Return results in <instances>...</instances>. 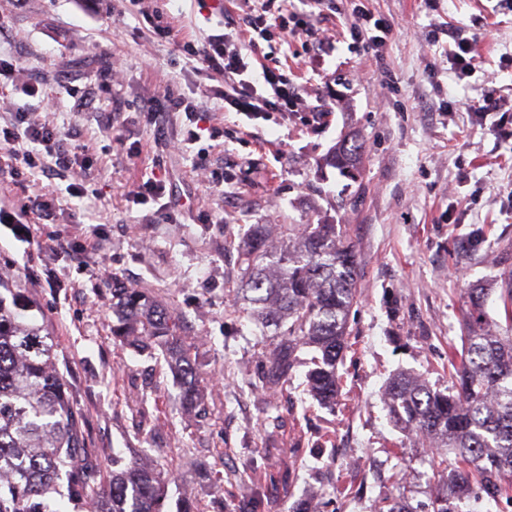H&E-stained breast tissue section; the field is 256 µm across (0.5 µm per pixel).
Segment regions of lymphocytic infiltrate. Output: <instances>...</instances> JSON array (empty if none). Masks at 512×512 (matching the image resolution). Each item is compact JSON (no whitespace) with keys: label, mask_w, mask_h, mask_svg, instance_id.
Returning <instances> with one entry per match:
<instances>
[{"label":"lymphocytic infiltrate","mask_w":512,"mask_h":512,"mask_svg":"<svg viewBox=\"0 0 512 512\" xmlns=\"http://www.w3.org/2000/svg\"><path fill=\"white\" fill-rule=\"evenodd\" d=\"M323 0H261L259 6L247 13L244 24L248 38L240 39L229 33L213 34L200 46L189 47L188 53L201 61L209 75L223 77V85L213 87V95L224 102L225 111L243 112L261 117L268 112H294L302 103V94L287 76L278 70L255 68L251 60L261 50L272 30L285 35L304 34L310 40L313 54H320L322 42L316 28L302 20L299 5L321 7ZM22 102L17 105L12 122L0 125V154L11 161L10 175L19 180L26 170L49 168L55 175L73 171L76 155L61 145L62 135L56 127L32 120L25 105L26 99L40 95L39 84L25 82L16 85ZM201 107L173 90L147 100L141 113L147 122L162 121L172 114H184V124L176 140L180 145L194 143L200 134L195 129L196 114Z\"/></svg>","instance_id":"1"}]
</instances>
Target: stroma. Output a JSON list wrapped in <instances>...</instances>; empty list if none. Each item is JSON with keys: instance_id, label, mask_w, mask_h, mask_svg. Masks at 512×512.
Segmentation results:
<instances>
[{"instance_id": "obj_1", "label": "stroma", "mask_w": 512, "mask_h": 512, "mask_svg": "<svg viewBox=\"0 0 512 512\" xmlns=\"http://www.w3.org/2000/svg\"><path fill=\"white\" fill-rule=\"evenodd\" d=\"M364 5L392 36L380 52L340 37ZM169 36L155 33L141 0H0V51L15 65L0 81V124L11 122L14 82L40 83L34 118L79 127L91 175L80 197L60 192L51 224H1L0 265L42 310L58 367L84 417L93 468L148 463L171 500L200 512H292L320 490L323 512H378L387 499L428 512L436 476L455 463L389 419L382 394L407 372L448 386L467 291L512 276V112H477L481 91L512 93V0H326L314 19L335 38L310 62L305 36L264 44L266 66L287 74L306 101L295 112L248 120L208 98L185 52L238 20L244 0H157ZM445 27L447 35L433 39ZM479 37L471 75L447 59L453 35ZM202 103L206 134L168 151L163 128L139 109L163 88ZM326 105L322 123L314 106ZM122 110V129L108 117ZM356 134L357 180L321 160ZM220 174L204 180L203 170ZM163 201L135 202L150 176ZM34 171L0 172V213L52 185ZM338 224L359 257L351 347L338 366L334 404L309 393L313 356L301 348L287 382H260L275 346L236 306L237 245L253 224ZM148 289L194 345L202 397L185 409L162 355L112 341V290Z\"/></svg>"}]
</instances>
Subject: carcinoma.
I'll list each match as a JSON object with an SVG mask.
<instances>
[{
  "label": "carcinoma",
  "mask_w": 512,
  "mask_h": 512,
  "mask_svg": "<svg viewBox=\"0 0 512 512\" xmlns=\"http://www.w3.org/2000/svg\"><path fill=\"white\" fill-rule=\"evenodd\" d=\"M360 146L341 143L325 164L341 174L357 167ZM253 224L239 246L241 292L264 327L288 323L262 381L277 385L303 347L319 352L308 371L313 397L336 401L337 365L347 348L348 313L357 304V255L335 224ZM490 288L468 293L461 347L450 345L453 381L440 391L409 374L393 377L384 403L393 423L456 468L442 480L430 512H464L472 500L512 505V282L500 289L506 331L488 322ZM112 338L121 346L159 350L197 403V367L179 337L177 318L142 288H114ZM36 305L15 278L0 273V512H167L165 483L153 468L131 464L104 477L83 463L81 414L57 366L56 343L38 323Z\"/></svg>",
  "instance_id": "cac0c4a2"
}]
</instances>
